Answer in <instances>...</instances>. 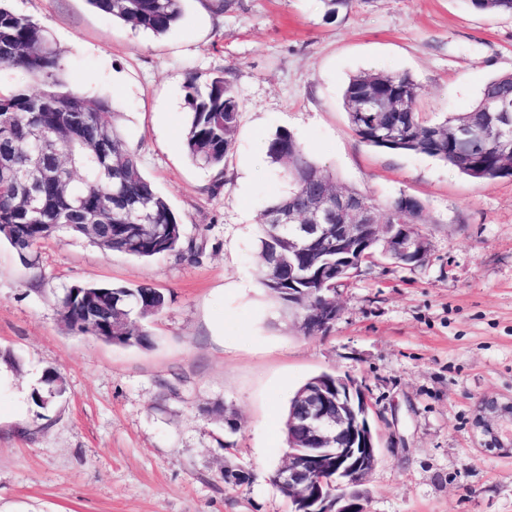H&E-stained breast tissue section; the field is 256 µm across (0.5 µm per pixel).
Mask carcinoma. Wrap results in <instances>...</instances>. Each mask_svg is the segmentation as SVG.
Wrapping results in <instances>:
<instances>
[{"instance_id": "cac0c4a2", "label": "carcinoma", "mask_w": 512, "mask_h": 512, "mask_svg": "<svg viewBox=\"0 0 512 512\" xmlns=\"http://www.w3.org/2000/svg\"><path fill=\"white\" fill-rule=\"evenodd\" d=\"M324 17L335 20L351 8L353 0H323ZM479 12L512 16V0H467ZM101 13L132 29L162 36L172 31L183 17V0H88ZM0 66L42 78L37 92L25 89L0 91V241H5L28 265L38 264L37 248L59 234L84 236L104 250L157 259L176 254L195 258L202 245L186 240L165 197L143 171L140 155L122 135L116 113L107 101L86 98L65 88L61 54L53 48L46 28L31 18L0 4ZM190 120L184 132L189 158L196 164L218 170L223 176L233 149L243 112L228 73L211 77L204 89L197 78L189 82ZM420 84L408 72L367 71L349 79L342 93L344 111L363 142L388 148L373 127L382 130L403 127L408 141L398 151L437 158L459 173L482 181L512 177V153L472 154L440 135L477 119L491 121L492 111L512 98V73L493 76L485 84L474 108L453 114L441 122L428 123L415 108ZM37 157L40 178L37 202L29 204L19 192L17 177L22 163ZM267 156L288 176L291 189L265 208L304 211L321 188L343 189L362 197L385 222L402 220L418 224L423 205L409 206L400 197L381 207L369 195L340 185L332 174L318 166L287 130H277L267 143ZM258 245L263 260L276 261L283 246L268 223L261 224ZM104 309L112 319L125 321V346L151 344L144 321L160 313L167 298L141 285L136 288L105 286ZM60 317L71 331L91 337L102 336L101 316L92 307L81 306L66 288ZM43 388L32 394L40 408L49 398L64 393L59 375L52 369L42 377Z\"/></svg>"}]
</instances>
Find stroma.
<instances>
[{"instance_id": "obj_1", "label": "stroma", "mask_w": 512, "mask_h": 512, "mask_svg": "<svg viewBox=\"0 0 512 512\" xmlns=\"http://www.w3.org/2000/svg\"><path fill=\"white\" fill-rule=\"evenodd\" d=\"M185 0L164 36L131 29L87 0H8L46 27L69 90L109 101L145 174L197 261L141 260L62 235L38 266L0 244V512H292L272 482L288 448L296 390L327 372L361 383L382 460L366 512H512V456L480 451L479 397H512V179L479 182L435 158L374 148L352 130L342 92L367 70L407 71L431 121L468 112L512 72V17L467 0H355L336 20L322 0ZM231 70L244 109L223 173L188 157V80ZM290 131L341 185L380 205L419 199L423 266L381 259L336 291L340 315L303 335L261 285L266 205L289 190L254 157V137ZM147 285L166 308L150 347L63 326L74 283ZM65 392L31 393L45 370ZM245 468L241 486L224 481ZM41 382L43 383V388L33 392L32 400L38 407L47 408L51 404L48 395L55 398L62 395L65 390L61 378L52 369L45 371Z\"/></svg>"}]
</instances>
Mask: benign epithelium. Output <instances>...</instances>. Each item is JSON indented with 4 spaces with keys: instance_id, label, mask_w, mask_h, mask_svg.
Listing matches in <instances>:
<instances>
[{
    "instance_id": "benign-epithelium-1",
    "label": "benign epithelium",
    "mask_w": 512,
    "mask_h": 512,
    "mask_svg": "<svg viewBox=\"0 0 512 512\" xmlns=\"http://www.w3.org/2000/svg\"><path fill=\"white\" fill-rule=\"evenodd\" d=\"M502 130L483 124L458 126L455 142L503 151L512 147L502 141ZM268 223L288 233V303L298 309L299 327L307 335L328 330L336 323L339 307L330 279L344 282L360 271L356 257L384 240L385 254L413 265L425 262V238L410 224H383L373 208L360 198L336 192L303 220L293 215H272ZM318 272L321 305L312 312L302 309L301 298L291 286ZM288 425L305 434V447L290 448L273 476V483L292 503L293 512H363L358 487L380 461L381 450L367 420L369 402L354 381L318 377L296 395ZM472 428L482 447L492 454L512 455V399L483 397L475 405Z\"/></svg>"
}]
</instances>
